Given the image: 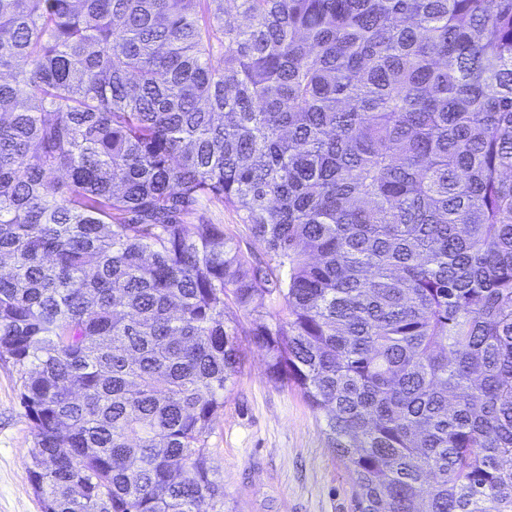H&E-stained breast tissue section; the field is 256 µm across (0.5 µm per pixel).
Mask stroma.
<instances>
[{"mask_svg": "<svg viewBox=\"0 0 512 512\" xmlns=\"http://www.w3.org/2000/svg\"><path fill=\"white\" fill-rule=\"evenodd\" d=\"M243 360L208 446L224 475L228 512H354L352 480L327 445L322 415L275 382L264 351ZM16 367L0 362V512H42L28 479L34 437Z\"/></svg>", "mask_w": 512, "mask_h": 512, "instance_id": "obj_1", "label": "stroma"}]
</instances>
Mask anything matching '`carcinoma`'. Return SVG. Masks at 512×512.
Instances as JSON below:
<instances>
[{
    "instance_id": "obj_1",
    "label": "carcinoma",
    "mask_w": 512,
    "mask_h": 512,
    "mask_svg": "<svg viewBox=\"0 0 512 512\" xmlns=\"http://www.w3.org/2000/svg\"><path fill=\"white\" fill-rule=\"evenodd\" d=\"M231 304L356 512H512V0H0L42 512H226ZM208 216L214 224H224V233L232 238L243 252L252 251L257 255L263 253V246L251 237L243 224H240L235 212L218 206L212 207Z\"/></svg>"
}]
</instances>
